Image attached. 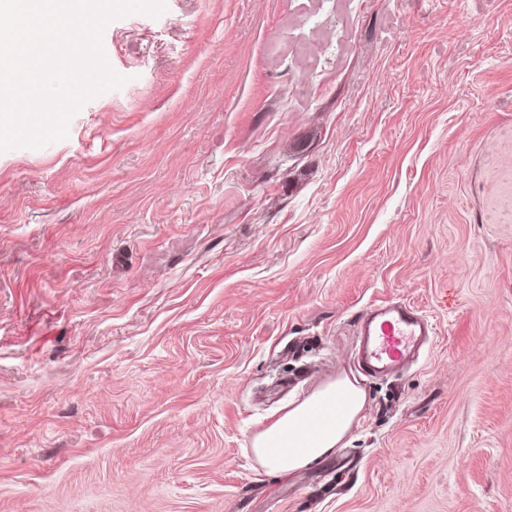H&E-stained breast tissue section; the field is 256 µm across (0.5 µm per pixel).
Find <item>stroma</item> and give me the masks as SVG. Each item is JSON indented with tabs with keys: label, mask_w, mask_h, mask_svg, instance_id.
<instances>
[{
	"label": "stroma",
	"mask_w": 512,
	"mask_h": 512,
	"mask_svg": "<svg viewBox=\"0 0 512 512\" xmlns=\"http://www.w3.org/2000/svg\"><path fill=\"white\" fill-rule=\"evenodd\" d=\"M0 153V512H512V0H166ZM418 361L353 365L372 304ZM344 448L252 437L340 374ZM433 335L432 324L405 303L381 301L358 321L357 367L366 375L397 372L414 362L424 341Z\"/></svg>",
	"instance_id": "1"
}]
</instances>
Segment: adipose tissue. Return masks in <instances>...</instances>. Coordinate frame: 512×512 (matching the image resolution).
Returning a JSON list of instances; mask_svg holds the SVG:
<instances>
[{
	"mask_svg": "<svg viewBox=\"0 0 512 512\" xmlns=\"http://www.w3.org/2000/svg\"><path fill=\"white\" fill-rule=\"evenodd\" d=\"M367 402L365 391L342 375L307 398L285 406L251 443L262 469L292 474L313 466L342 447Z\"/></svg>",
	"mask_w": 512,
	"mask_h": 512,
	"instance_id": "ef3b65f1",
	"label": "adipose tissue"
}]
</instances>
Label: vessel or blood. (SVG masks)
Returning <instances> with one entry per match:
<instances>
[{"label": "vessel or blood", "instance_id": "1", "mask_svg": "<svg viewBox=\"0 0 512 512\" xmlns=\"http://www.w3.org/2000/svg\"><path fill=\"white\" fill-rule=\"evenodd\" d=\"M432 324L414 307L393 301L372 305L358 321L357 367L367 375L397 372L413 363Z\"/></svg>", "mask_w": 512, "mask_h": 512}]
</instances>
